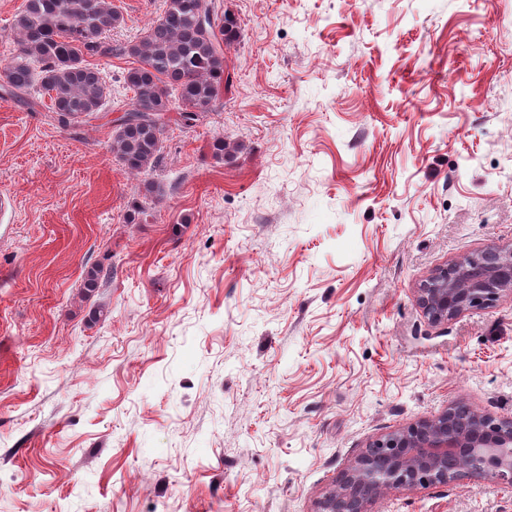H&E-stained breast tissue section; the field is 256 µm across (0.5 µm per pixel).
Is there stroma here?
<instances>
[{
  "label": "stroma",
  "instance_id": "obj_1",
  "mask_svg": "<svg viewBox=\"0 0 512 512\" xmlns=\"http://www.w3.org/2000/svg\"><path fill=\"white\" fill-rule=\"evenodd\" d=\"M111 3L123 44L164 0ZM224 3L232 81L157 171L112 151L125 59L95 57L106 107L68 127L0 79V512H316L381 434L512 417V300L434 327L415 296L512 243V0ZM372 510L512 512V489Z\"/></svg>",
  "mask_w": 512,
  "mask_h": 512
}]
</instances>
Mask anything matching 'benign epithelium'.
<instances>
[{"mask_svg":"<svg viewBox=\"0 0 512 512\" xmlns=\"http://www.w3.org/2000/svg\"><path fill=\"white\" fill-rule=\"evenodd\" d=\"M512 300V244L465 254L435 268L416 288L434 326L501 299ZM457 404L373 439L341 472L317 512H372L387 490H414L456 481H491L512 488V417L470 410L458 422Z\"/></svg>","mask_w":512,"mask_h":512,"instance_id":"benign-epithelium-1","label":"benign epithelium"}]
</instances>
